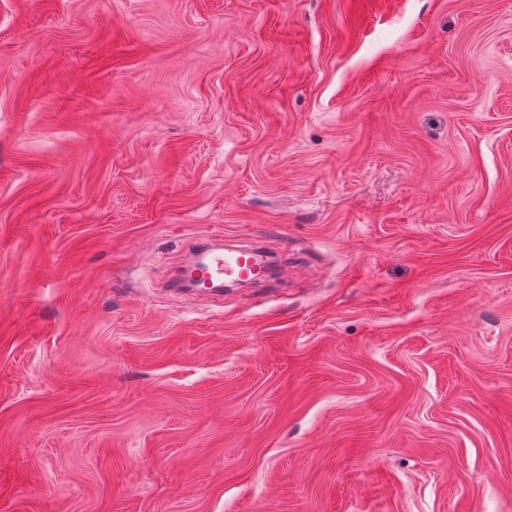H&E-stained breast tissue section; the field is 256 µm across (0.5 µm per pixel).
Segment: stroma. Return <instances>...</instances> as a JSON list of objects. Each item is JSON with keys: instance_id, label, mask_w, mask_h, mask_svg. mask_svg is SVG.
<instances>
[{"instance_id": "35a3bbf8", "label": "stroma", "mask_w": 512, "mask_h": 512, "mask_svg": "<svg viewBox=\"0 0 512 512\" xmlns=\"http://www.w3.org/2000/svg\"><path fill=\"white\" fill-rule=\"evenodd\" d=\"M0 512H512V0H0ZM220 249L223 252L220 253ZM189 252L196 254L197 263L202 266L195 273L181 271L172 282L175 289L197 288L198 284L202 283L209 286L210 292L223 293L224 279L247 272V264L241 253L227 255L223 248H217L209 243L197 244L189 249Z\"/></svg>"}]
</instances>
